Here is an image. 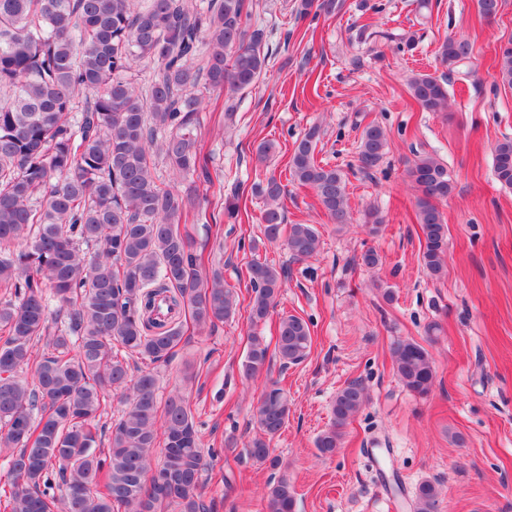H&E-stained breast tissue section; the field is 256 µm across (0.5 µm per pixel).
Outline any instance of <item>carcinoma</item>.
Instances as JSON below:
<instances>
[{"mask_svg": "<svg viewBox=\"0 0 512 512\" xmlns=\"http://www.w3.org/2000/svg\"><path fill=\"white\" fill-rule=\"evenodd\" d=\"M337 0H300L296 18L333 15ZM268 27L255 0H0V452L9 458L0 512H206L200 489L209 463L186 397L160 399L156 377L142 370L129 382V360L168 361L183 340V316L202 327L234 316L238 294L224 287L220 266L203 259L180 225L191 193L163 185L155 160L187 177L208 173L196 130L209 94L232 98L255 85L268 66ZM472 45L447 37L443 63L469 59ZM150 68L146 86L136 68ZM499 79L512 88V47L501 48ZM410 94L422 110L444 112L448 92L435 76L414 75ZM320 129L294 143L286 169L311 188L320 207L346 223L344 173L316 158ZM387 146L378 123L358 146L364 171ZM494 176L512 189V139L494 148ZM419 195L420 261L430 276L447 274L448 224L438 202L455 184L429 154L409 162ZM263 201L264 240H284L297 260L316 256L312 224L284 226V186L274 176L252 184ZM98 248L90 263L82 248ZM253 296L250 324L266 322L284 272L247 263ZM67 322L50 321V301ZM45 341L42 352L35 343ZM312 345L302 317L280 318L275 348L252 334L241 372L258 379L272 356L301 362ZM394 371L424 396L435 379L428 351L412 339L390 347ZM29 370L32 379L20 376ZM109 448H98L97 424L111 407ZM367 399L359 381L338 390L331 423L315 441L326 456L341 448L344 428ZM288 394L273 384L258 400L259 434L250 458L272 468V440L288 421ZM161 452L157 467L151 466ZM440 490L425 480L412 512H435ZM296 492L283 473L269 488L265 512H295Z\"/></svg>", "mask_w": 512, "mask_h": 512, "instance_id": "obj_1", "label": "carcinoma"}]
</instances>
